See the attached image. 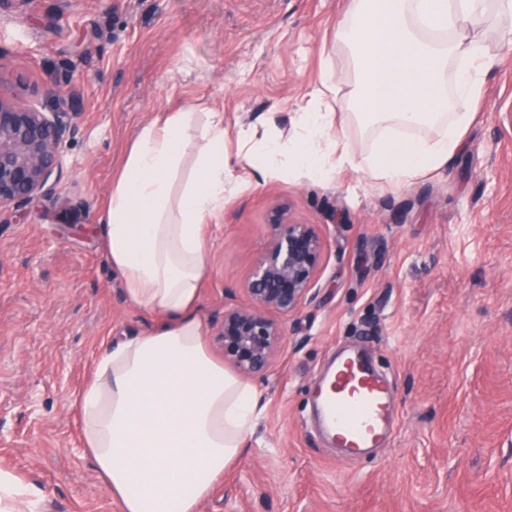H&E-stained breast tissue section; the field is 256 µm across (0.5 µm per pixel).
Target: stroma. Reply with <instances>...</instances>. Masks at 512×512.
Listing matches in <instances>:
<instances>
[{"label":"stroma","instance_id":"35a3bbf8","mask_svg":"<svg viewBox=\"0 0 512 512\" xmlns=\"http://www.w3.org/2000/svg\"><path fill=\"white\" fill-rule=\"evenodd\" d=\"M347 0H5L0 96L76 125L62 174L30 205L0 207V469L43 512H120L82 448L73 398L108 342L156 320L130 303L97 225L139 129L179 109L224 115L241 190L208 231L199 308L211 354L225 308L276 228L323 241L313 289L276 314L282 342L254 378L264 413L199 512H512V44L447 170L401 189L342 168L262 181L237 129L291 134L326 66L349 90L332 34ZM365 351L397 388L389 447L343 457L309 422L311 378L337 349Z\"/></svg>","mask_w":512,"mask_h":512}]
</instances>
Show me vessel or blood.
I'll return each mask as SVG.
<instances>
[{
	"mask_svg": "<svg viewBox=\"0 0 512 512\" xmlns=\"http://www.w3.org/2000/svg\"><path fill=\"white\" fill-rule=\"evenodd\" d=\"M396 403L390 383L360 351L342 350L315 386L313 409L329 442L356 457L384 445Z\"/></svg>",
	"mask_w": 512,
	"mask_h": 512,
	"instance_id": "vessel-or-blood-1",
	"label": "vessel or blood"
}]
</instances>
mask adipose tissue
I'll return each instance as SVG.
<instances>
[{"label": "adipose tissue", "instance_id": "1", "mask_svg": "<svg viewBox=\"0 0 512 512\" xmlns=\"http://www.w3.org/2000/svg\"><path fill=\"white\" fill-rule=\"evenodd\" d=\"M470 17L512 43V0H351L336 28L355 80L344 113L372 135L371 151L356 157L330 137L329 69L292 138L240 128L243 161L265 180L324 182L355 166L395 188L447 166L494 63L466 35ZM192 128L199 142L189 152ZM239 189L220 112H171L144 125L112 182L100 227L107 262L126 298L160 316L102 353L74 401L83 446L120 512H198L262 416L256 387L210 354L197 306L208 221ZM0 512H41L37 490L0 470Z\"/></svg>", "mask_w": 512, "mask_h": 512}]
</instances>
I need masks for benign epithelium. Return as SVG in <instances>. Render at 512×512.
I'll use <instances>...</instances> for the list:
<instances>
[{"label":"benign epithelium","instance_id":"7a95c632","mask_svg":"<svg viewBox=\"0 0 512 512\" xmlns=\"http://www.w3.org/2000/svg\"><path fill=\"white\" fill-rule=\"evenodd\" d=\"M74 127L67 112H42L0 98V205L21 209L45 191L61 172L64 144ZM278 228L244 283L251 305L224 310L218 331L224 360L244 377L269 373L281 332L271 312L290 314L308 299L323 251L312 224L288 220V208L273 209Z\"/></svg>","mask_w":512,"mask_h":512}]
</instances>
